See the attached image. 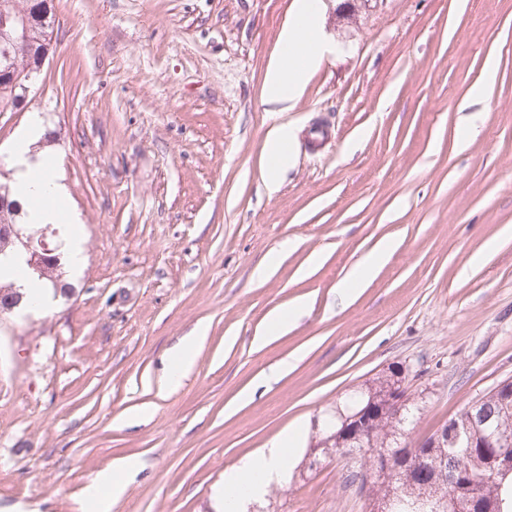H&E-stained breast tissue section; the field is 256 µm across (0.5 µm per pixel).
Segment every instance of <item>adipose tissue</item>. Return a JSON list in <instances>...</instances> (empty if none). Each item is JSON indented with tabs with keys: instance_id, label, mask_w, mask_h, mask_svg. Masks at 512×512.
Listing matches in <instances>:
<instances>
[{
	"instance_id": "ef3b65f1",
	"label": "adipose tissue",
	"mask_w": 512,
	"mask_h": 512,
	"mask_svg": "<svg viewBox=\"0 0 512 512\" xmlns=\"http://www.w3.org/2000/svg\"><path fill=\"white\" fill-rule=\"evenodd\" d=\"M292 23L280 37L279 52L267 68L263 96L273 111L292 109L310 73L330 51L319 31L322 0H296ZM47 134L41 117L31 116L28 128L13 151V196L31 224H59L68 199L56 167L48 162L38 144ZM291 134L287 127L274 128L264 146L265 180L276 187L290 162ZM305 433L296 429L271 442L259 455L246 457L225 469L224 483L216 491L224 512H242L244 506L262 498L269 485L281 479L288 468L290 449L300 447Z\"/></svg>"
}]
</instances>
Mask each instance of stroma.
Masks as SVG:
<instances>
[{
    "label": "stroma",
    "instance_id": "35a3bbf8",
    "mask_svg": "<svg viewBox=\"0 0 512 512\" xmlns=\"http://www.w3.org/2000/svg\"><path fill=\"white\" fill-rule=\"evenodd\" d=\"M343 3L323 0L333 53L273 112L263 82L295 0H49L58 38L25 108L0 112V179L40 113L84 263L51 310L0 313V512H88L87 486L127 459L143 468L112 512H216L225 468L295 426L287 479L247 512H366L341 459L309 466L337 402L402 366L418 442L512 380V0ZM280 125L292 157L272 191ZM385 237L392 254L341 302ZM290 141L291 133L288 131V127L280 126L269 133L264 143L265 180L271 189L277 186L283 171L289 166ZM393 249L392 242L381 240L362 261L340 282L337 294L343 300H346L351 293V288H355L359 281L369 277L382 258L391 253ZM206 327L197 326L193 332L186 336L181 345L172 354L166 371L165 386L178 387L194 366L198 343L205 338Z\"/></svg>",
    "mask_w": 512,
    "mask_h": 512
}]
</instances>
